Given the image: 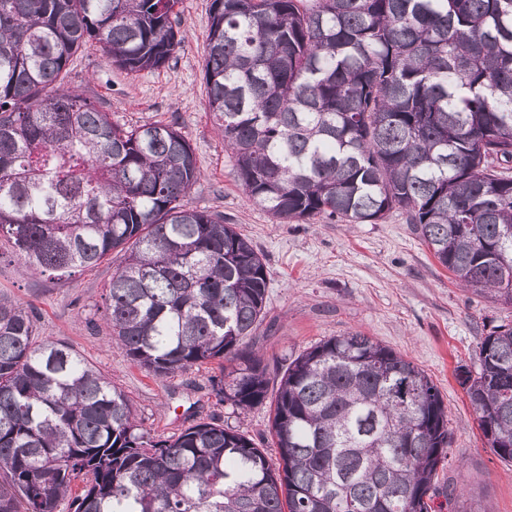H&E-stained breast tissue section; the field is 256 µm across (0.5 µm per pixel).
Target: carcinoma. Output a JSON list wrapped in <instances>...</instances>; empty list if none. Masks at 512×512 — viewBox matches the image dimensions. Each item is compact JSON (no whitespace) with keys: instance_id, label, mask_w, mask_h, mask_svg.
<instances>
[{"instance_id":"cac0c4a2","label":"carcinoma","mask_w":512,"mask_h":512,"mask_svg":"<svg viewBox=\"0 0 512 512\" xmlns=\"http://www.w3.org/2000/svg\"><path fill=\"white\" fill-rule=\"evenodd\" d=\"M177 3L0 0V236L40 274L123 254L113 341L158 379L216 365L212 391L240 414L276 380L277 464L216 419L151 437L124 392L0 296V512H56L79 476L74 512H454L424 370L355 332L270 376L250 344L264 256L183 204L191 145L173 122L116 125L65 83L90 42L128 73L163 66L184 41ZM204 80L238 184L274 218L395 210L459 285L512 305V0H212ZM476 356L457 381L512 462V324Z\"/></svg>"}]
</instances>
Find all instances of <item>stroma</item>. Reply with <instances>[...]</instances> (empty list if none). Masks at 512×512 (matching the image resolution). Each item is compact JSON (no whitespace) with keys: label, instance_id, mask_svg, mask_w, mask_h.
<instances>
[{"label":"stroma","instance_id":"1","mask_svg":"<svg viewBox=\"0 0 512 512\" xmlns=\"http://www.w3.org/2000/svg\"><path fill=\"white\" fill-rule=\"evenodd\" d=\"M211 0H180L185 40L159 69L130 74L112 66L97 43L69 65V84L113 123L177 121L192 146L201 178L187 207L223 213L225 223L263 254L269 279L266 319L255 346L282 361L332 336L360 332L413 361L439 388L448 411L449 463L440 473L461 512H512V463L488 448L477 415L456 380L476 368V350L493 326L512 322V307L463 288L399 213L375 224L315 217L282 223L253 201L234 176L235 161L214 127L204 81ZM120 254L61 279L31 273L0 239V293L32 310L39 338L66 342L124 391L151 436L180 433L193 418L215 417L266 439L269 407L245 414L218 403L209 366L158 379L113 344L105 297Z\"/></svg>","mask_w":512,"mask_h":512}]
</instances>
